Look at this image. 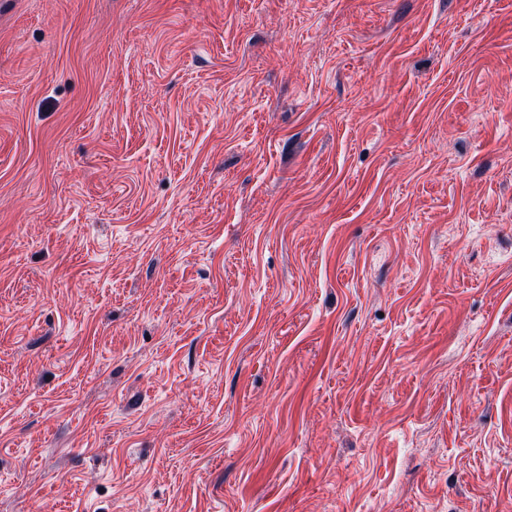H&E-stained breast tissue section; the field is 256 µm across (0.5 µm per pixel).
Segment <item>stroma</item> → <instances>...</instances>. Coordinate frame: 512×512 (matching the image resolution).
<instances>
[{
    "label": "stroma",
    "instance_id": "stroma-1",
    "mask_svg": "<svg viewBox=\"0 0 512 512\" xmlns=\"http://www.w3.org/2000/svg\"><path fill=\"white\" fill-rule=\"evenodd\" d=\"M0 512H512V0H0Z\"/></svg>",
    "mask_w": 512,
    "mask_h": 512
}]
</instances>
